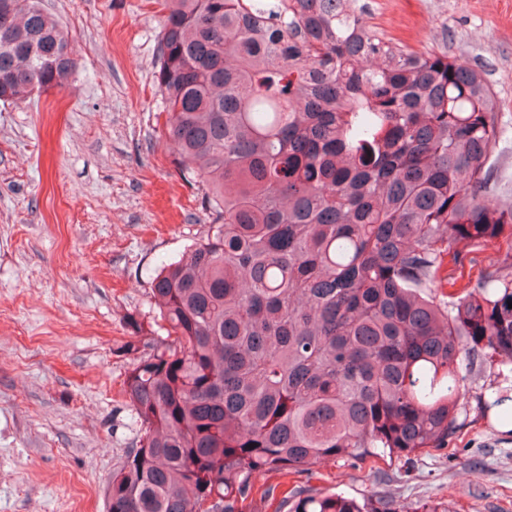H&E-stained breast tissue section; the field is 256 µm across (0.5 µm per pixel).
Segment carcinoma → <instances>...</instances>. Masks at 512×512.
<instances>
[{
    "label": "carcinoma",
    "mask_w": 512,
    "mask_h": 512,
    "mask_svg": "<svg viewBox=\"0 0 512 512\" xmlns=\"http://www.w3.org/2000/svg\"><path fill=\"white\" fill-rule=\"evenodd\" d=\"M157 84L206 236L151 281L167 332L123 393L141 426L112 512H249L255 479L446 448L469 376L512 365V239L476 69L370 29L355 0H158ZM76 66L41 0H0V100ZM512 425V403L475 397ZM378 512L283 491L275 512ZM507 254L512 256L511 240L501 238L482 247L468 256L465 261V278L469 275L475 280L479 274L490 264L501 265L507 259ZM471 259V262H469Z\"/></svg>",
    "instance_id": "obj_1"
}]
</instances>
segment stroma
<instances>
[{"instance_id": "stroma-1", "label": "stroma", "mask_w": 512, "mask_h": 512, "mask_svg": "<svg viewBox=\"0 0 512 512\" xmlns=\"http://www.w3.org/2000/svg\"><path fill=\"white\" fill-rule=\"evenodd\" d=\"M369 27L481 71L503 134L488 164L512 182V0H358ZM78 60L65 83L0 101V512H105L140 426L123 397L132 321L153 316L163 261L206 234L157 89L155 0H42ZM447 447L256 478L371 496L393 512H512V425L468 405Z\"/></svg>"}]
</instances>
